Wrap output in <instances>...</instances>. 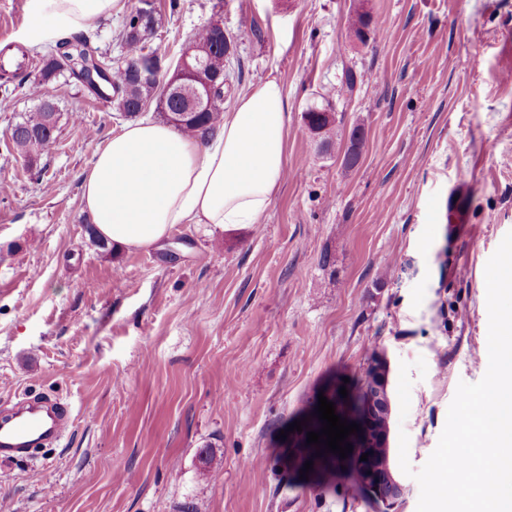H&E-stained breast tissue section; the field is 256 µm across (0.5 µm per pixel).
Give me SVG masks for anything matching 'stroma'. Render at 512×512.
<instances>
[{"label":"stroma","mask_w":512,"mask_h":512,"mask_svg":"<svg viewBox=\"0 0 512 512\" xmlns=\"http://www.w3.org/2000/svg\"><path fill=\"white\" fill-rule=\"evenodd\" d=\"M175 57L205 24L232 40L223 104L288 96L287 164L262 224H179L155 250L95 244L80 184L126 117L72 83H9L0 112V410L68 405L60 442L0 463V512H370L342 469L301 477L281 429L385 350L420 469L459 382L488 367L485 267L512 231V0H154ZM118 0L96 44L122 51ZM368 13L381 37L359 42ZM33 48L29 0H0V46ZM360 75L339 95L346 69ZM53 97L56 148H6ZM330 106L331 144L307 127ZM363 131L356 164L347 153ZM459 220L449 223L450 211Z\"/></svg>","instance_id":"obj_1"}]
</instances>
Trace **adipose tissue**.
<instances>
[{
	"label": "adipose tissue",
	"mask_w": 512,
	"mask_h": 512,
	"mask_svg": "<svg viewBox=\"0 0 512 512\" xmlns=\"http://www.w3.org/2000/svg\"><path fill=\"white\" fill-rule=\"evenodd\" d=\"M116 0H31L35 41L84 29ZM288 102L274 78L241 95L207 139L137 121L99 148L81 197L95 234L116 249L158 247L178 224L234 232L261 223L286 165Z\"/></svg>",
	"instance_id": "adipose-tissue-1"
}]
</instances>
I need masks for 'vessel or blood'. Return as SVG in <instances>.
Segmentation results:
<instances>
[{
    "label": "vessel or blood",
    "instance_id": "b4317fda",
    "mask_svg": "<svg viewBox=\"0 0 512 512\" xmlns=\"http://www.w3.org/2000/svg\"><path fill=\"white\" fill-rule=\"evenodd\" d=\"M71 421L68 406L47 398L0 419V461L26 456L38 442L60 441Z\"/></svg>",
    "mask_w": 512,
    "mask_h": 512
}]
</instances>
